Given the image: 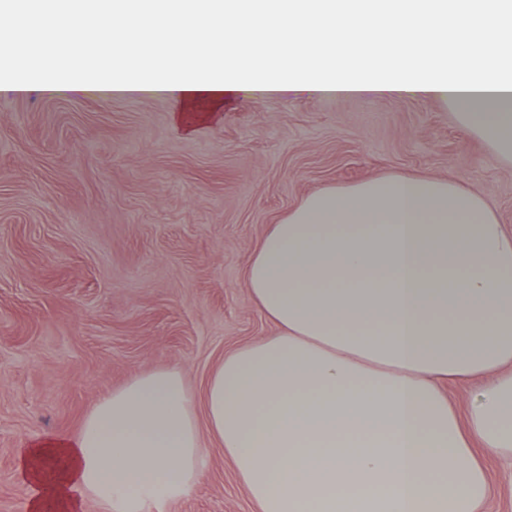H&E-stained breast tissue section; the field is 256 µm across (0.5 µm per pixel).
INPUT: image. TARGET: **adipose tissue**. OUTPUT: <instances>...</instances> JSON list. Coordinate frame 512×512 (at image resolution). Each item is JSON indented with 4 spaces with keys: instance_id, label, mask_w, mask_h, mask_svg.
Returning a JSON list of instances; mask_svg holds the SVG:
<instances>
[{
    "instance_id": "1",
    "label": "adipose tissue",
    "mask_w": 512,
    "mask_h": 512,
    "mask_svg": "<svg viewBox=\"0 0 512 512\" xmlns=\"http://www.w3.org/2000/svg\"><path fill=\"white\" fill-rule=\"evenodd\" d=\"M181 28L216 40L209 20L288 24L269 66L232 45L176 64L117 71H22L13 92L177 102L227 94L396 93L448 104L512 163V0L480 40L487 0H182ZM349 16L367 55L328 30ZM435 19L427 41L376 45L397 20ZM252 303L275 334L225 356L196 401L183 374L153 369L100 398L73 436L32 441L18 459L25 512H163L204 467L202 435L232 460L258 512H484L475 447L512 460V234L484 200L434 177L372 178L307 196L259 242ZM477 385L459 416L442 383Z\"/></svg>"
}]
</instances>
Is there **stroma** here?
<instances>
[{
	"label": "stroma",
	"instance_id": "obj_1",
	"mask_svg": "<svg viewBox=\"0 0 512 512\" xmlns=\"http://www.w3.org/2000/svg\"><path fill=\"white\" fill-rule=\"evenodd\" d=\"M77 59L40 35L0 80ZM394 174L456 183L512 230V164L437 99L0 92V512H23L27 442L76 434L151 369L203 393L224 355L274 334L246 279L269 226L322 188ZM201 442L200 481L163 512H256ZM481 455L486 512H512V465Z\"/></svg>",
	"mask_w": 512,
	"mask_h": 512
}]
</instances>
